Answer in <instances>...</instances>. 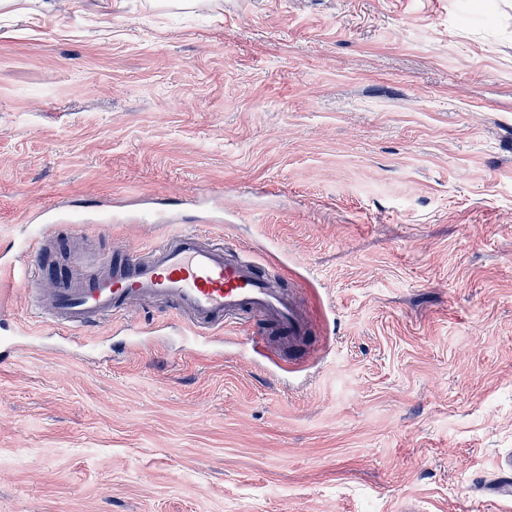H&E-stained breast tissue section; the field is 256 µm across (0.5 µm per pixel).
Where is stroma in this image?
I'll return each instance as SVG.
<instances>
[{
    "label": "stroma",
    "mask_w": 512,
    "mask_h": 512,
    "mask_svg": "<svg viewBox=\"0 0 512 512\" xmlns=\"http://www.w3.org/2000/svg\"><path fill=\"white\" fill-rule=\"evenodd\" d=\"M0 14V263L246 247L310 337L0 311V512H512V0Z\"/></svg>",
    "instance_id": "obj_1"
}]
</instances>
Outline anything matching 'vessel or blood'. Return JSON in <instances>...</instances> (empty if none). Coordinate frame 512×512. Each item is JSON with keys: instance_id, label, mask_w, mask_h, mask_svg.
<instances>
[{"instance_id": "obj_1", "label": "vessel or blood", "mask_w": 512, "mask_h": 512, "mask_svg": "<svg viewBox=\"0 0 512 512\" xmlns=\"http://www.w3.org/2000/svg\"><path fill=\"white\" fill-rule=\"evenodd\" d=\"M95 260L84 257L68 279L48 285L34 267L0 266V304L15 288L28 292L31 309L52 331L93 330L122 320L143 300L170 303L201 343L219 329L270 321L289 339L305 335L302 305L259 271L250 251L230 252L223 239L186 227L171 229L135 262L113 260L106 271L88 273Z\"/></svg>"}]
</instances>
